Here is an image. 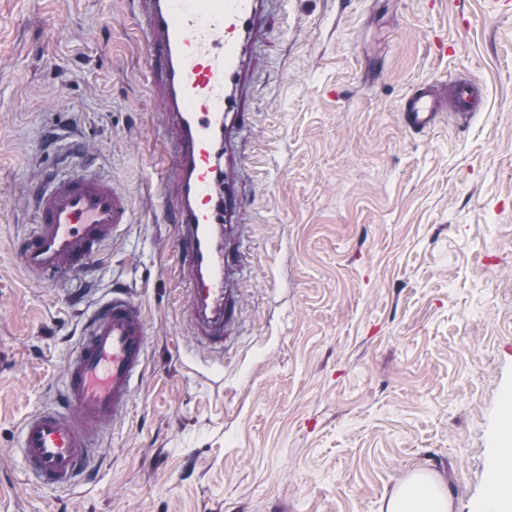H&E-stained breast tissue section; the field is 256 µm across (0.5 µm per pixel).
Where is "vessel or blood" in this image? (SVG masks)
Returning a JSON list of instances; mask_svg holds the SVG:
<instances>
[{
    "instance_id": "vessel-or-blood-1",
    "label": "vessel or blood",
    "mask_w": 512,
    "mask_h": 512,
    "mask_svg": "<svg viewBox=\"0 0 512 512\" xmlns=\"http://www.w3.org/2000/svg\"><path fill=\"white\" fill-rule=\"evenodd\" d=\"M148 74L166 124L167 169L175 177L179 236L173 253L187 275L186 304L197 344L223 350L238 324L241 297L228 277L238 258L229 242L241 206L234 129L247 126L241 88L262 33L263 0H137ZM485 90L470 78L451 88L422 81L403 98L399 121L423 133L442 122L466 125L484 108ZM35 220L19 250L30 276L63 280L101 255L131 212L112 179L77 171L42 184ZM149 333L141 307L113 295L88 320L70 356L57 405L29 415L20 428L27 470L38 484L65 489L91 470L90 448L122 419L146 359Z\"/></svg>"
}]
</instances>
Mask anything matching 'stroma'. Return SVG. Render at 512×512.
<instances>
[{"label": "stroma", "mask_w": 512, "mask_h": 512, "mask_svg": "<svg viewBox=\"0 0 512 512\" xmlns=\"http://www.w3.org/2000/svg\"><path fill=\"white\" fill-rule=\"evenodd\" d=\"M237 138L243 298L223 352L193 340L166 223L169 130L133 0H0V512H381L412 474L476 512L512 424V0H266ZM464 71L469 126L411 133L412 85ZM131 224L89 273L36 283L16 248L39 174L82 167ZM120 289L151 331L91 481L41 490L19 427L53 404Z\"/></svg>", "instance_id": "35a3bbf8"}]
</instances>
